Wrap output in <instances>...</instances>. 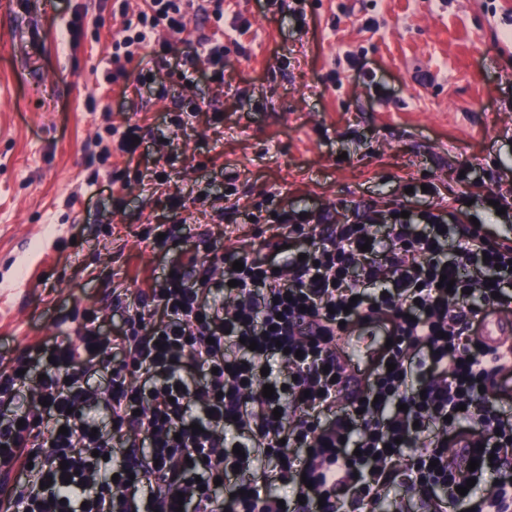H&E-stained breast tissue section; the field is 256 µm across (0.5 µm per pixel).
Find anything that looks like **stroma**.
Here are the masks:
<instances>
[{
  "label": "stroma",
  "instance_id": "1",
  "mask_svg": "<svg viewBox=\"0 0 512 512\" xmlns=\"http://www.w3.org/2000/svg\"><path fill=\"white\" fill-rule=\"evenodd\" d=\"M283 3L266 16L224 0L223 80L144 57L127 82L151 67L156 80L126 102L106 81L123 35L112 0H0L1 358L88 310L115 335L127 298L186 255L264 256L273 210L325 227L392 207L408 182L436 183L449 203L478 178L505 212L470 213L512 234V0ZM186 97L198 110L179 124ZM125 121L142 135L130 158L106 132ZM172 195L184 224L161 247L152 233L171 224Z\"/></svg>",
  "mask_w": 512,
  "mask_h": 512
}]
</instances>
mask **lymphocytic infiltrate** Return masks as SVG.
<instances>
[{
	"mask_svg": "<svg viewBox=\"0 0 512 512\" xmlns=\"http://www.w3.org/2000/svg\"><path fill=\"white\" fill-rule=\"evenodd\" d=\"M194 0H146L113 41L118 80ZM190 65L224 77V0ZM410 210L367 207L296 243L313 215L282 212L267 253L243 270L189 259L126 303L117 336L96 312L0 372V500L14 512H512V412L492 393L512 352L477 335L512 306V240L474 226L466 197ZM453 280L452 289L440 279ZM380 319L394 337L342 401L336 341ZM256 349H248V342ZM108 368L106 388L90 384ZM272 397H263L264 385ZM479 439L497 478L460 494L451 438ZM225 484L229 493L216 491ZM292 487L282 499L279 490Z\"/></svg>",
	"mask_w": 512,
	"mask_h": 512,
	"instance_id": "f902f5d3",
	"label": "lymphocytic infiltrate"
}]
</instances>
